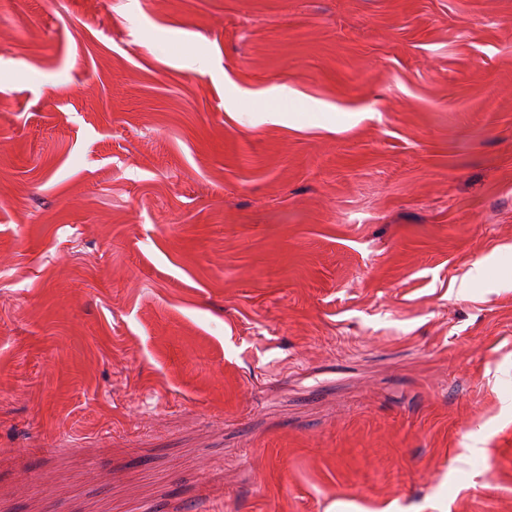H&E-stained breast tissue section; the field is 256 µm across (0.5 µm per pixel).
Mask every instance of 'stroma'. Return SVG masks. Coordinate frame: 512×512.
<instances>
[{
  "mask_svg": "<svg viewBox=\"0 0 512 512\" xmlns=\"http://www.w3.org/2000/svg\"><path fill=\"white\" fill-rule=\"evenodd\" d=\"M0 512H512V0H0Z\"/></svg>",
  "mask_w": 512,
  "mask_h": 512,
  "instance_id": "35a3bbf8",
  "label": "stroma"
}]
</instances>
